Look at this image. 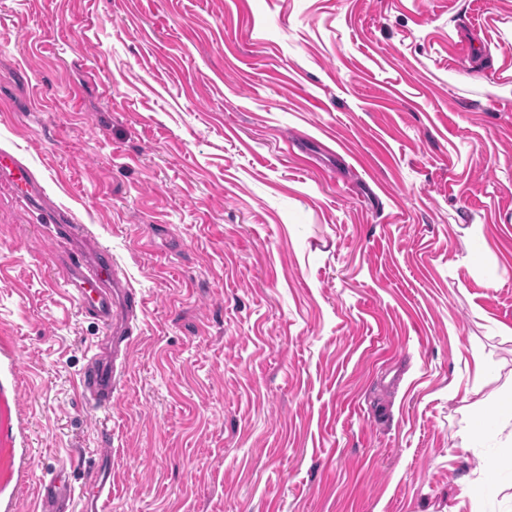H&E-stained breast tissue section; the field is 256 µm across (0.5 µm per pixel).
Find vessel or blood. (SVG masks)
Here are the masks:
<instances>
[{"label":"vessel or blood","instance_id":"1","mask_svg":"<svg viewBox=\"0 0 512 512\" xmlns=\"http://www.w3.org/2000/svg\"><path fill=\"white\" fill-rule=\"evenodd\" d=\"M0 179L8 181L21 202L34 199L38 183L29 167L13 152L0 151ZM46 222L62 225L75 249L63 271L68 295L91 313L109 333L112 348L96 350L89 358L79 381L86 405L104 408L115 399L124 379L131 350L133 328L143 302L129 287L124 272L113 261L108 249L95 246L80 224H63L55 209H46ZM112 490V466L108 457L96 459L90 485L75 490L59 476L41 482L35 502L36 512H104Z\"/></svg>","mask_w":512,"mask_h":512}]
</instances>
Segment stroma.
<instances>
[{"label": "stroma", "mask_w": 512, "mask_h": 512, "mask_svg": "<svg viewBox=\"0 0 512 512\" xmlns=\"http://www.w3.org/2000/svg\"><path fill=\"white\" fill-rule=\"evenodd\" d=\"M510 69L512 0H0V149L145 303L86 407L0 183V512L103 448L105 512H512Z\"/></svg>", "instance_id": "obj_1"}]
</instances>
